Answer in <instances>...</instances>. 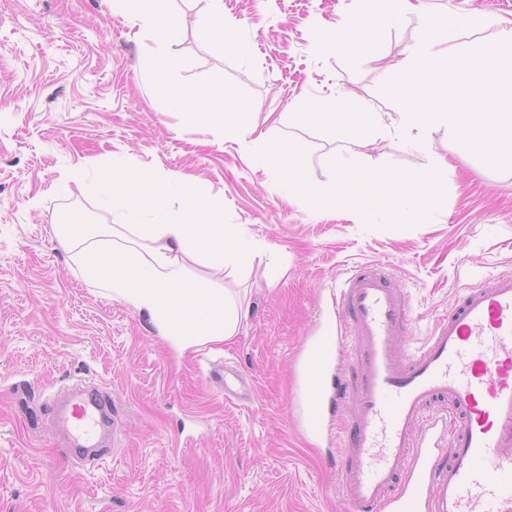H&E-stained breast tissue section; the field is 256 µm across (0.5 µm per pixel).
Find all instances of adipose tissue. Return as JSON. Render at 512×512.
<instances>
[{"label":"adipose tissue","mask_w":512,"mask_h":512,"mask_svg":"<svg viewBox=\"0 0 512 512\" xmlns=\"http://www.w3.org/2000/svg\"><path fill=\"white\" fill-rule=\"evenodd\" d=\"M184 112L202 114L227 137H247L252 125L230 112L223 91L198 85L173 97ZM166 188L155 185L151 223H144L138 207L119 201L113 227L94 230L61 224L59 235L70 244L84 243L82 268L86 279L104 283L113 294L146 311L177 355L201 340L226 341L236 336L250 315L248 308L224 291L193 282L188 261L225 268L240 263L249 242L239 225L224 221L219 203H211L207 221L195 219L197 195L184 190V204L176 211L165 205ZM133 238L123 243L121 230Z\"/></svg>","instance_id":"obj_1"}]
</instances>
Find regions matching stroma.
Here are the masks:
<instances>
[{
	"mask_svg": "<svg viewBox=\"0 0 512 512\" xmlns=\"http://www.w3.org/2000/svg\"><path fill=\"white\" fill-rule=\"evenodd\" d=\"M224 30L205 33V0H161L174 18L173 63L157 73L153 29L112 0H0V512H344L335 461L348 418L331 439L304 438L297 353L315 332L346 270L385 265L412 322L398 344H423L435 320L490 276H512V168L496 169L446 130L427 148L332 139L295 117L305 104L350 94L352 104L400 111L384 84L420 36L411 12L385 27L378 47L349 63L315 52L311 34L338 33L360 0H223ZM461 21L432 46L438 58L495 38L512 0H422ZM243 43L245 55L225 47ZM210 85L240 102L300 181L333 187L336 155L378 169L370 197L381 217L299 198L261 163L254 139L226 138L172 108L162 88ZM448 167L425 186L431 205L407 217L389 203L393 180ZM118 176L104 189L99 172ZM128 173L140 179L125 181ZM199 192L197 217L220 201L257 258L224 271L190 264L191 279L226 289L250 316L228 341L177 356L151 317L86 280L78 249L56 231L64 216L108 224L111 194L143 210L154 182ZM236 369L253 390L228 402L209 367ZM87 382L110 402L118 427L98 465L76 466L49 408Z\"/></svg>",
	"mask_w": 512,
	"mask_h": 512,
	"instance_id": "1",
	"label": "stroma"
}]
</instances>
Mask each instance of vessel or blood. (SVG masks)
<instances>
[{"label":"vessel or blood","mask_w":512,"mask_h":512,"mask_svg":"<svg viewBox=\"0 0 512 512\" xmlns=\"http://www.w3.org/2000/svg\"><path fill=\"white\" fill-rule=\"evenodd\" d=\"M331 298L299 350L300 426L320 436L329 407L348 415L346 512H512V277L468 289L412 351L396 343L410 309L383 267L353 268ZM53 421L81 465L111 426L86 389Z\"/></svg>","instance_id":"b4317fda"}]
</instances>
